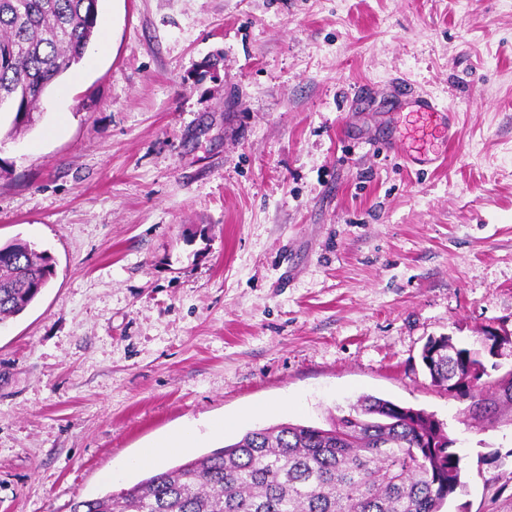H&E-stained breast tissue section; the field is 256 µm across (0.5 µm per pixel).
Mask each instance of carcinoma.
I'll return each instance as SVG.
<instances>
[{
  "instance_id": "cac0c4a2",
  "label": "carcinoma",
  "mask_w": 512,
  "mask_h": 512,
  "mask_svg": "<svg viewBox=\"0 0 512 512\" xmlns=\"http://www.w3.org/2000/svg\"><path fill=\"white\" fill-rule=\"evenodd\" d=\"M99 0H0V107L8 136L30 130L42 97L98 36ZM55 274L46 250L0 246V325ZM421 360L437 386L470 396V419L512 409V372L493 382L480 353L432 336ZM455 440L435 415L365 396L324 429L281 423L159 470L116 494L76 501L71 512H442L464 486Z\"/></svg>"
}]
</instances>
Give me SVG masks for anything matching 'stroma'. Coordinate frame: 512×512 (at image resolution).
<instances>
[{"mask_svg": "<svg viewBox=\"0 0 512 512\" xmlns=\"http://www.w3.org/2000/svg\"><path fill=\"white\" fill-rule=\"evenodd\" d=\"M86 60L9 137L0 242L55 274L0 326V512H70L373 395L462 458L446 512H512V420L472 424L429 337L512 332V0H100ZM460 138L420 170L409 96ZM224 422L223 437L209 433ZM193 441V433L185 431L170 438L166 442L160 443L152 448H145L141 457L132 462V466H139L143 463H154L159 461L167 454L180 451L187 448Z\"/></svg>", "mask_w": 512, "mask_h": 512, "instance_id": "35a3bbf8", "label": "stroma"}]
</instances>
